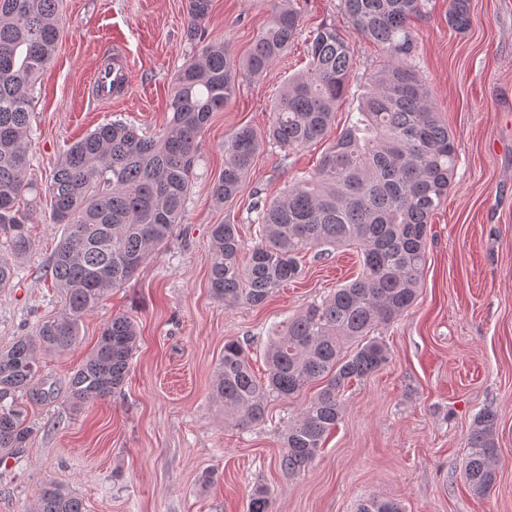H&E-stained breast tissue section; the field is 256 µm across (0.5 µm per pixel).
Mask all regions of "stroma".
Here are the masks:
<instances>
[{"mask_svg": "<svg viewBox=\"0 0 512 512\" xmlns=\"http://www.w3.org/2000/svg\"><path fill=\"white\" fill-rule=\"evenodd\" d=\"M303 8L301 30L264 77H247L199 137L182 224L125 286L113 289L80 324L79 345L39 355L38 395L25 398L33 428L21 458L0 457V512H35L43 480L81 497L86 512H247L263 485L272 512H356L369 497L403 512H512V0H471V26L449 28L447 0L413 21L420 75L455 139L459 161L435 211L417 303L383 333L389 362L349 384L343 418L305 472L285 475L279 427L308 399H276L267 424L240 430L212 397L224 343H245L256 375L272 328L314 298L356 278L360 253L306 252L303 273L265 305L224 304L210 289V231L237 225L244 243L255 227L253 191L272 198L314 171L328 142L354 115L363 84L385 55L362 39L340 0H213L208 39L244 61L276 10ZM336 27L356 48L355 78L324 141L284 153L264 146L241 195L217 204L212 186L224 168V142L238 128L263 131L282 83L307 64L310 31ZM185 0H64L63 33L40 76L31 125L26 194L34 214L32 249L19 277L0 290V351L33 334L60 295L46 274L63 227L50 221L46 186L68 146L116 119L157 134L178 70L193 55L185 39ZM123 42L133 62L126 96L92 99L99 60ZM116 314L135 320L138 347L120 392L81 408L68 377ZM498 415L497 480L486 494L464 479L467 436L477 414Z\"/></svg>", "mask_w": 512, "mask_h": 512, "instance_id": "1", "label": "stroma"}]
</instances>
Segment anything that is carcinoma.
Returning <instances> with one entry per match:
<instances>
[{
    "label": "carcinoma",
    "instance_id": "obj_1",
    "mask_svg": "<svg viewBox=\"0 0 512 512\" xmlns=\"http://www.w3.org/2000/svg\"><path fill=\"white\" fill-rule=\"evenodd\" d=\"M432 0H341L349 22L384 49L358 116L336 138L317 170L297 177L279 196L256 194L250 205L258 234L245 247L235 224L211 229L210 288L226 303L263 305L302 275L307 251L327 257L360 249V276L315 299L269 337L264 378L254 375L239 340L224 342L212 385L224 421L241 430L266 421L274 398L290 399L321 384L281 430L280 469L295 476L322 448L343 414L344 389L383 368L389 350L383 329L411 308L420 292L430 220L447 197L458 161L454 138L433 110L431 90L415 68L412 22ZM62 0H0V288H7L32 248L24 205L32 149L30 116L39 75L51 64L63 29ZM185 38L197 51L176 77L171 117L155 137L122 121L103 124L72 143L46 191L50 221L63 236L46 273L63 297L57 313L0 353V453L23 452L31 434L22 400L34 394L36 354L74 347L82 318L112 289L129 283L182 223L198 149L211 114L235 97L240 76H264L296 38L301 12L281 9L257 36L244 64L222 41L201 40L212 0H186ZM448 26L471 24L469 0H448ZM306 69L288 78L269 107L264 135L243 127L224 142V169L212 187L215 202L243 191L263 143L285 152L324 137L347 95L355 48L321 25L309 36ZM138 340L130 317L104 324L94 350L69 378L73 407L120 389ZM496 411H480L467 437L464 476L483 493L496 480ZM36 512H86L82 499L54 481L43 483ZM248 512H272L267 489L252 494ZM358 512H402L391 500L369 498Z\"/></svg>",
    "mask_w": 512,
    "mask_h": 512
}]
</instances>
